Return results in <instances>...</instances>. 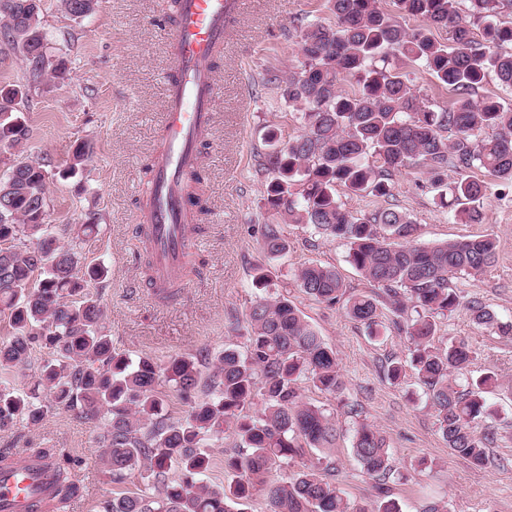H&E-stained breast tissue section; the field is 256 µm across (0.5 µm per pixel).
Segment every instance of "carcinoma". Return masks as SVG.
<instances>
[{
	"mask_svg": "<svg viewBox=\"0 0 512 512\" xmlns=\"http://www.w3.org/2000/svg\"><path fill=\"white\" fill-rule=\"evenodd\" d=\"M14 2L12 14L0 13V27L11 36L8 47L23 57L32 77L48 70L64 78L65 72L44 63L46 45L36 36L42 21L30 24L27 0ZM327 3L335 22H299V66L286 79H267L286 102L300 105L303 131L284 142L270 138L271 150L260 163L271 175L266 206L285 221L346 242L348 262L374 292L349 295L336 268L313 263L298 270L299 288L319 302L343 303L346 314L372 336L379 334V306H388L392 327L410 342V360L390 362L386 377L397 382L411 367L449 455L485 466L494 436L477 428L492 417L484 393L497 378L487 374L458 385L455 377L471 360L470 345L459 339L437 346L435 317L461 306L452 279L475 277L494 265L495 239L421 246L407 213L392 207L350 211L337 188L351 196L389 198L396 173L414 166L427 175L436 205H454L465 221H480L486 185L469 172L484 170L512 183V104L478 97L491 76L512 91V25L498 19L512 0H394L400 13L422 20L418 28L401 25L381 0ZM435 29L448 30L450 37L436 38ZM399 61L423 68L454 93L453 102L440 107L421 96ZM345 78L353 83L351 93L340 89ZM17 105L16 98L0 95V132L12 136V150L30 138ZM92 152L87 142L78 143L65 174L76 175ZM450 171L457 174L451 182ZM48 179V164L33 167L22 157L0 173V195L13 203L0 218V244H8L0 247V313L8 312L15 330L0 344V371L30 366L42 349L52 355L40 363L28 392L0 388V429L36 426L52 409L73 410L88 423L104 420L97 457L112 483L138 470L154 491L116 495L102 503V512H245L257 492L266 512H354L330 463L287 479L274 475L280 463L306 448L325 456L334 448L333 414L304 400L301 385L329 396L344 390L336 351L288 295L257 297L245 317L243 352L226 347L213 357L203 350L165 364L150 356L133 359L113 346L100 298L87 290L88 282L105 275L100 265L81 266L78 248L96 233V218L74 228L46 224ZM203 183L196 172L190 193L196 220L207 214ZM67 234L71 243L64 244ZM262 249L270 260L288 255L280 225H264ZM468 310L476 324L512 336V321L476 300ZM161 385L188 405L181 419L165 413ZM257 396L263 407L251 414ZM226 432L238 448L224 456L231 481L213 484V458L205 446ZM352 449L362 473L375 481L379 502L372 512H400L383 488L393 468L384 436L362 423ZM25 455L52 467L56 509L82 493L76 471L57 449L28 448Z\"/></svg>",
	"mask_w": 512,
	"mask_h": 512,
	"instance_id": "cac0c4a2",
	"label": "carcinoma"
}]
</instances>
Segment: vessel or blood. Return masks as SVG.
<instances>
[{
    "label": "vessel or blood",
    "mask_w": 512,
    "mask_h": 512,
    "mask_svg": "<svg viewBox=\"0 0 512 512\" xmlns=\"http://www.w3.org/2000/svg\"><path fill=\"white\" fill-rule=\"evenodd\" d=\"M241 0H182L167 46L183 82L169 85L163 112L164 145L152 157L153 189L139 208L137 230L152 255L151 286L156 298L185 287L186 260L196 246L187 205L188 176L200 167L198 144L210 128L217 83L210 63L224 47L228 25ZM53 474L43 463L16 454L0 463V512H25L34 501L50 512Z\"/></svg>",
    "instance_id": "obj_1"
}]
</instances>
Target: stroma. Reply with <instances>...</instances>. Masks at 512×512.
Returning <instances> with one entry per match:
<instances>
[{"label": "stroma", "instance_id": "obj_1", "mask_svg": "<svg viewBox=\"0 0 512 512\" xmlns=\"http://www.w3.org/2000/svg\"><path fill=\"white\" fill-rule=\"evenodd\" d=\"M166 0H97L94 13L81 21L65 16L58 0H42V21L54 55L63 57L64 81L31 87L28 65L19 54L0 52V85L27 89L22 110L31 129L24 149L30 158H50L56 169L47 183L48 221L79 224L88 215L98 230L81 245L84 264L104 265L105 278L89 282L105 310V329L116 348L150 355L158 363L209 348L243 346L240 329L259 294L253 269L265 263L261 227L281 224L290 244L276 266L268 294L287 292L305 319L336 350L346 388L331 398L303 385L306 401L334 414L340 436L332 451L336 483L357 512H372L377 491L352 454L355 428L374 426L387 441L393 476L389 495L401 512H426L429 505L447 512H512V339L475 324L466 307L475 299L500 318L512 319V185L487 177L488 195L480 223H465L438 207L422 189L423 175L409 167L397 173L393 197L342 195L352 211L386 207L402 210L419 226V244L488 235L497 242V262L478 277L452 280L463 307L440 315L436 343L465 339L473 351L467 375L495 374L498 385L487 400L498 416L491 462L476 467L449 455L426 394L413 374L393 383L383 372L387 362L408 354L406 337L390 328L387 307H380L379 336L349 318L342 305L330 306L306 296L296 272L314 262L335 267L348 291H369L349 265L344 241L304 224L281 223L264 201L269 181L259 154L271 134H300L297 107L265 84L267 74H286L301 55L293 36L297 20L329 24L327 0H244L242 16L224 38L216 71L218 94L214 122L204 134L205 196L210 215L198 237L204 265L192 271L186 288L168 303L156 301L142 262L144 246L134 234L145 167L161 145V115L172 64L168 57ZM86 141L93 156L83 172L63 177L76 143ZM102 423H85L75 411L55 409L35 428L16 424L0 429V455L28 448H59L80 458L84 494L66 512H100L114 489L150 490L140 473L114 486L96 460Z\"/></svg>", "mask_w": 512, "mask_h": 512}]
</instances>
